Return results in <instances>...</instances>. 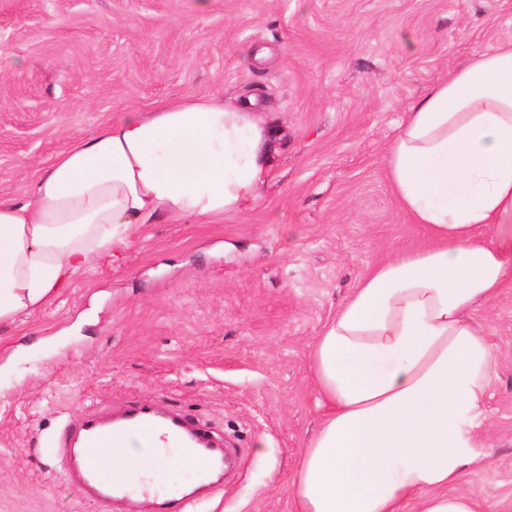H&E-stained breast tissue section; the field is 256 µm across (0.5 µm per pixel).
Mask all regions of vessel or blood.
I'll return each instance as SVG.
<instances>
[{"mask_svg": "<svg viewBox=\"0 0 512 512\" xmlns=\"http://www.w3.org/2000/svg\"><path fill=\"white\" fill-rule=\"evenodd\" d=\"M156 427L177 438L180 454L203 484L219 483L225 462L237 455L236 449L221 447L210 430L188 424L179 414L135 404L117 419L108 409L84 411L64 419L54 443L63 478L77 486L87 500L111 507L129 496V484L122 476L103 475L96 462L97 450L120 445L128 433Z\"/></svg>", "mask_w": 512, "mask_h": 512, "instance_id": "1", "label": "vessel or blood"}]
</instances>
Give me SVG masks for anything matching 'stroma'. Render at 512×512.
<instances>
[{
  "label": "stroma",
  "mask_w": 512,
  "mask_h": 512,
  "mask_svg": "<svg viewBox=\"0 0 512 512\" xmlns=\"http://www.w3.org/2000/svg\"><path fill=\"white\" fill-rule=\"evenodd\" d=\"M512 43V0H0V194L128 108L253 99L270 127L255 200L158 213L20 330L0 331V512L106 509L58 472L63 417L136 402L241 450L194 512H293L323 414L310 355L373 265L417 246L384 158L418 99ZM496 367L492 464L461 488L512 512V288L474 314Z\"/></svg>",
  "instance_id": "1"
}]
</instances>
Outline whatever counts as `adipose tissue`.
Here are the masks:
<instances>
[{
  "label": "adipose tissue",
  "instance_id": "adipose-tissue-1",
  "mask_svg": "<svg viewBox=\"0 0 512 512\" xmlns=\"http://www.w3.org/2000/svg\"><path fill=\"white\" fill-rule=\"evenodd\" d=\"M270 132L249 104L131 108L60 153L24 201L0 198V327L53 303L154 214L217 218L256 195ZM427 242L376 264L317 336L320 427L295 512H480L460 491L491 462L481 436L493 356L472 315L512 288V43L472 54L407 112L385 159ZM159 437L99 449L146 484Z\"/></svg>",
  "mask_w": 512,
  "mask_h": 512
}]
</instances>
